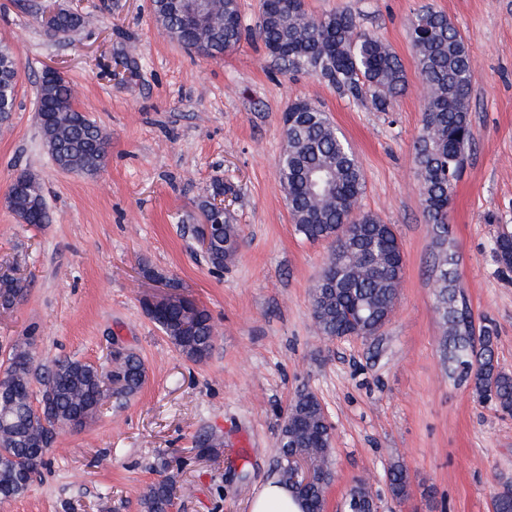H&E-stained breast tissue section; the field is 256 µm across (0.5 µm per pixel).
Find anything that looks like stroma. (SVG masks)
Masks as SVG:
<instances>
[{"mask_svg": "<svg viewBox=\"0 0 512 512\" xmlns=\"http://www.w3.org/2000/svg\"><path fill=\"white\" fill-rule=\"evenodd\" d=\"M43 3L80 10L85 23L54 37L0 0V40L20 57L17 108L0 124V267L28 284L19 304L0 309V363L26 340L44 366L65 356L106 365L130 350L147 376L91 425L58 429L46 467L0 512H143L145 491L162 479L178 512H250L277 477L279 432L304 389L333 425L327 512H340L360 477L380 512H491L493 495L512 485V416L446 370L414 169L426 90L409 31L431 6L472 52L476 140L449 234L474 322L495 327L499 366L512 372V272L492 252L512 228V0H305L314 16L351 9L397 54L407 84L389 112L286 70L256 38L215 59L187 51L156 28L150 0ZM49 67L109 138L97 175L61 171L43 145L34 108ZM297 100L324 110L347 138L363 168L362 209L402 244L398 302L370 339L327 340L314 326L310 291L331 245L296 234L278 174L282 117ZM23 171L42 185L49 224L21 223L5 203ZM218 180L236 190L228 205L242 236L220 272L194 232ZM171 291L215 324L203 362L183 356L146 312V299ZM397 462L410 477L402 500L386 482Z\"/></svg>", "mask_w": 512, "mask_h": 512, "instance_id": "stroma-1", "label": "stroma"}]
</instances>
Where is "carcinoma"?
Returning <instances> with one entry per match:
<instances>
[{"label": "carcinoma", "instance_id": "obj_1", "mask_svg": "<svg viewBox=\"0 0 512 512\" xmlns=\"http://www.w3.org/2000/svg\"><path fill=\"white\" fill-rule=\"evenodd\" d=\"M210 20L202 26L184 22L179 0H151L157 27L181 47L209 57L238 46L246 34L238 0H207ZM83 18L58 14L55 35H66ZM257 36L290 71L306 70L328 81L340 93L358 99L370 96L376 110L387 112L405 88L406 75L398 56L374 32L347 10L310 16L303 0H288L280 10H264ZM410 44L426 89L421 132L414 165L426 223L434 248L432 274L444 328L448 375L461 365L473 369L466 377L479 400L512 413V373L495 360V329L475 327L456 273V257L448 231V206L474 142L470 119L472 55L448 16L432 9L416 15ZM20 59L15 48L0 42V118L16 109ZM35 112L44 144L54 164L67 172L93 176L103 167L108 140L102 130L75 106L70 83L59 73L42 75ZM287 146L279 158L280 180L295 231L310 242L330 240L334 249L322 276L336 286H314L311 308L317 331L327 339L376 335L389 321L403 275V252L393 225L360 210L365 190L361 163L344 135L319 107L298 101L288 108ZM8 188V208L24 224H47L50 215L39 182L22 173ZM240 228L224 216V232L215 238L206 258L212 268L224 269L238 251ZM497 262L512 269V231H502L494 243ZM26 296L22 279L0 272V307L10 309ZM149 317L174 346L194 362L205 360L213 346L214 326L209 313L196 308L183 325V307L170 306L163 317ZM29 350L12 348L6 371L13 374L14 391L0 394V502L25 495L45 465L38 448L48 444L60 426L82 429L93 423L110 397L132 396L144 385L140 357L129 353L106 368L79 359H57L40 368L27 364ZM41 385L42 411L33 409L31 383ZM333 433L324 409L310 391L299 392L288 408V425L280 430L279 450L285 457L279 482L296 494L302 512H324L327 489L335 479L332 467ZM305 459L312 469L304 482L294 479L286 456ZM396 499L409 493L406 468L396 463L387 472ZM373 501L370 482L356 479L346 498ZM173 502L170 484L158 481L143 497L144 512H168ZM494 512H512V488L492 501Z\"/></svg>", "mask_w": 512, "mask_h": 512}]
</instances>
